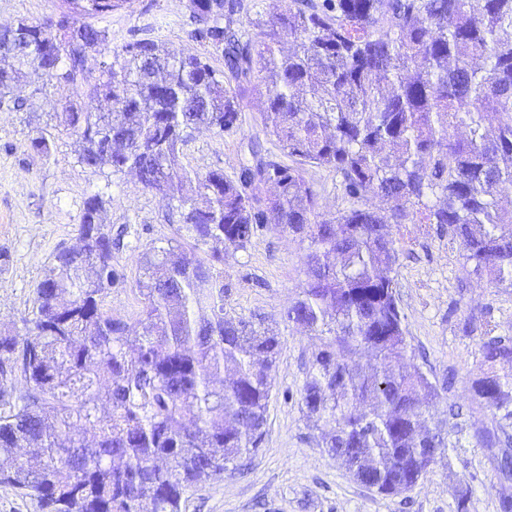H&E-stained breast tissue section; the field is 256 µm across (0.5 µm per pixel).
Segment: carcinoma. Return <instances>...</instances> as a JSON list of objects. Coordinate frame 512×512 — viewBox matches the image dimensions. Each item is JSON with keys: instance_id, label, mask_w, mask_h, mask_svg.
<instances>
[{"instance_id": "cac0c4a2", "label": "carcinoma", "mask_w": 512, "mask_h": 512, "mask_svg": "<svg viewBox=\"0 0 512 512\" xmlns=\"http://www.w3.org/2000/svg\"><path fill=\"white\" fill-rule=\"evenodd\" d=\"M127 0H63L43 23L0 30V109L20 111L13 85L27 75L65 87L59 125L77 137L92 172H135L176 204L181 224L165 247L141 254L137 330L104 310L125 275L101 214L83 204L80 246L54 256L25 333L0 329V485L44 512H182L187 493L261 447L280 353L276 328L233 317L220 265L273 227L308 242L306 279L283 318L319 345L301 404L321 445L381 496L412 492L453 447L425 411L439 389L415 362L391 272L403 224L464 246V278L512 288V0H282L234 28L243 0H190L193 36L220 53L175 54L134 33L110 52L109 31L73 15L105 17ZM293 49H282L284 41ZM99 75L88 82L91 54ZM263 99V132L293 164L250 144L235 177L189 171L179 157L201 129L233 134L246 92ZM340 175L350 206L319 211L303 166ZM485 369L471 402L512 426V337L484 316ZM368 355V365L355 363ZM13 377L22 387L7 390ZM507 425V426H509ZM478 431L502 448L512 434Z\"/></svg>"}]
</instances>
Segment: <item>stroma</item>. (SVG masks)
I'll list each match as a JSON object with an SVG mask.
<instances>
[{
  "label": "stroma",
  "mask_w": 512,
  "mask_h": 512,
  "mask_svg": "<svg viewBox=\"0 0 512 512\" xmlns=\"http://www.w3.org/2000/svg\"><path fill=\"white\" fill-rule=\"evenodd\" d=\"M62 7V0H0V27L20 17L33 22L53 18ZM102 25L115 49L139 29L151 31L177 52L207 50L192 36L188 0H128ZM15 94L33 108L0 111V328H22L30 317L45 267L58 251L76 246L83 203L101 189L112 196L103 219L124 235L115 257L127 276L107 306L113 316L134 322L140 307L135 293L139 258L173 238L179 222L174 204L143 190L133 175L108 169L95 174L79 162L75 135L55 119L66 89L38 94L33 84L23 82ZM41 132L52 143L51 157L31 147ZM262 135L261 106L245 97L239 131L224 136L196 132L180 163L189 170L234 175L249 140ZM401 244L394 278L416 361L441 392L433 414L441 416L453 405L462 409L461 416L448 421L453 449L438 456L414 491L387 497L354 481L318 447L300 400L317 340L280 320L306 278L301 263L306 246L268 229L246 250L226 257L223 266L227 312L278 323L281 350L272 373L265 440L239 471L191 490L183 512H457L462 492L468 496L467 512H506L512 480L500 473L497 450L476 442L477 431L494 426L496 419L490 410L471 404L466 392L469 378L482 368L480 337L464 333L462 324L471 312L486 308L496 334L512 336V288L462 282L460 245L427 235L423 225L403 228Z\"/></svg>",
  "instance_id": "1"
}]
</instances>
